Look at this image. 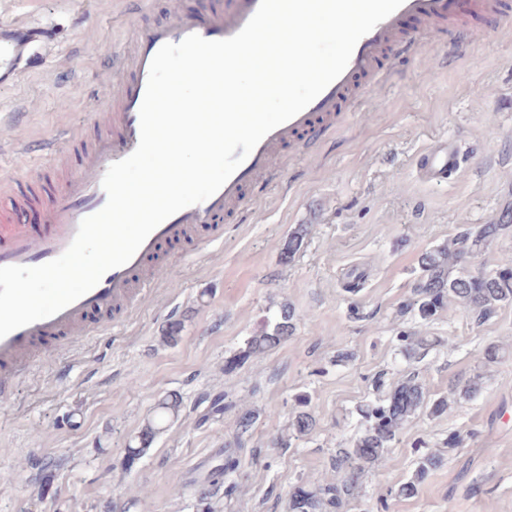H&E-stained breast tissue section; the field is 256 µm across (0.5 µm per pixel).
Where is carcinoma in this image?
I'll return each mask as SVG.
<instances>
[{
	"instance_id": "cac0c4a2",
	"label": "carcinoma",
	"mask_w": 512,
	"mask_h": 512,
	"mask_svg": "<svg viewBox=\"0 0 512 512\" xmlns=\"http://www.w3.org/2000/svg\"><path fill=\"white\" fill-rule=\"evenodd\" d=\"M512 213L504 212L499 221L476 228H464L452 239L451 244H441L426 252L419 259L420 274L411 297L399 310L419 322L433 320L448 302L453 301L471 314L475 323L481 325L495 316L500 306L512 303V276L497 270L473 272L468 265L481 257L499 233L509 227ZM308 227L298 225L289 235L283 248V257L291 261L302 248ZM295 314L292 307L284 304L273 320L245 347L224 361V373L234 372L251 357L264 353L286 340L295 330ZM401 353L407 361L419 358L420 351L428 346V339L412 332L403 331L397 336ZM482 391L481 375L476 374L450 388V396L430 399L425 385L418 375L410 374L396 385L386 398L360 408L362 429L349 447L336 450V473L334 480L301 483L294 487L289 501V512H339L344 503L354 494L361 475L376 463L395 464L392 448L399 440L405 424L421 409L432 417L448 411L452 404L461 405L478 397ZM182 401L176 395L163 398L156 406L153 416L139 433L137 446H128L125 463L132 466L153 443L157 433L181 411ZM307 395L295 398L291 428L304 437L313 429V416ZM256 415L251 410L240 413L234 421L236 440L240 441L250 432ZM441 465L435 454H424L418 458L411 477L402 483L397 493L414 497L419 486L429 473Z\"/></svg>"
}]
</instances>
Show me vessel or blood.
Wrapping results in <instances>:
<instances>
[{"label": "vessel or blood", "instance_id": "vessel-or-blood-1", "mask_svg": "<svg viewBox=\"0 0 512 512\" xmlns=\"http://www.w3.org/2000/svg\"><path fill=\"white\" fill-rule=\"evenodd\" d=\"M258 6L259 0H229L224 11L203 22L172 5L165 24L138 35L130 77L122 86L113 113L104 118L109 126L106 134L87 147L79 129L59 130L37 148L39 176L19 181L9 172L0 173V181L10 185L9 193L0 196V266H38L55 259L73 240L80 221L103 208L107 196L101 181L106 169L130 155L138 144L139 108L150 62L161 46L193 33L207 40L229 38L241 30ZM462 13L479 20L469 31L474 39L512 17V0H466ZM410 18L420 22L419 34L405 30L404 23ZM445 18L444 0H404L399 9L358 41L343 74L301 113L267 134L217 193L165 220L126 265L106 272L74 303L1 338L0 400L13 396L20 381L40 363L42 344L80 341L91 333L88 318L96 312L111 313L119 319L128 316L157 282L146 264L161 244L196 239L205 229L210 232L209 243L223 240L220 218L243 213L247 198L260 197L278 179L287 149H307L319 143L335 128L341 113L359 100L361 81H368L373 88L379 86L390 62L429 38V24ZM61 38V29L51 23L1 20L0 89L14 86L31 67L44 62ZM72 153L78 154V164L64 181H57L56 173L66 166ZM460 166L459 150L450 140L422 152L416 163L420 176L436 183L448 179ZM33 210L41 211L42 224L26 223L27 214Z\"/></svg>", "mask_w": 512, "mask_h": 512}]
</instances>
